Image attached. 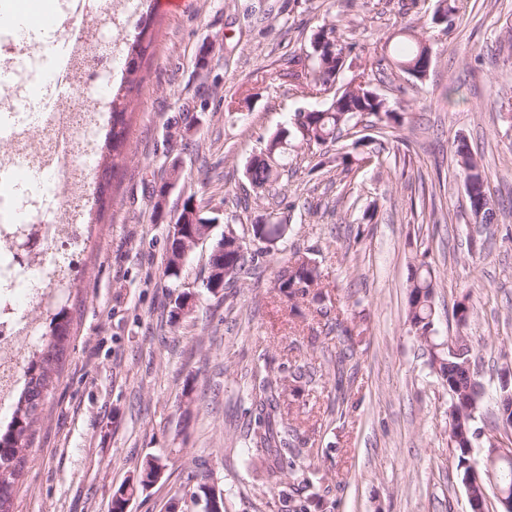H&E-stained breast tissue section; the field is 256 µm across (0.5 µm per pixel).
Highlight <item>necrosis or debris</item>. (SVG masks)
I'll use <instances>...</instances> for the list:
<instances>
[{"instance_id": "necrosis-or-debris-1", "label": "necrosis or debris", "mask_w": 512, "mask_h": 512, "mask_svg": "<svg viewBox=\"0 0 512 512\" xmlns=\"http://www.w3.org/2000/svg\"><path fill=\"white\" fill-rule=\"evenodd\" d=\"M139 0H0V19L48 14L46 44L0 31V413L24 379L20 337H40L68 288L70 250L81 233L95 175V144L109 118L107 85L117 46L95 64L104 17L133 16ZM30 238L26 262L14 242Z\"/></svg>"}]
</instances>
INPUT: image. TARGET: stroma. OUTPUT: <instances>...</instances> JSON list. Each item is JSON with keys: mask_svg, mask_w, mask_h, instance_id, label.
<instances>
[{"mask_svg": "<svg viewBox=\"0 0 512 512\" xmlns=\"http://www.w3.org/2000/svg\"><path fill=\"white\" fill-rule=\"evenodd\" d=\"M436 0H184L158 11L129 118L126 160L93 225L85 275L67 303L72 317L62 370L36 427L15 512H109L114 492L148 455H164L162 479L134 495L128 512H194L181 484L205 465L224 491L226 512H286L293 481L262 452L244 447V391L258 355L299 366L284 407L301 438L318 448L325 498L334 512H471L448 437L449 396L406 320L411 268L435 276L432 334L463 336L484 387L471 459L490 444L512 447L495 396L512 364V120L495 112L512 99V0H455L435 25ZM332 24L351 65L386 52L394 30L411 28L431 48L430 70L413 81L393 70L377 91L399 124L380 133L363 121L316 155L292 157L288 174L257 194L244 172L263 142L295 111L323 109L326 95L297 92L264 74L291 60L310 64L311 37ZM458 88L449 96V88ZM382 138L383 165L341 156L359 138ZM481 157L498 219L468 221L457 178V139ZM182 179L165 211L153 188L172 161ZM194 197L227 230L251 225L292 202L288 231L270 247L260 280L221 297L207 291L209 242L186 258L179 280L164 273L171 220ZM373 217H366L367 208ZM312 250L319 289L342 327L327 331L308 298L274 286L279 261ZM190 313L170 314L180 290ZM468 301L466 328L454 318ZM353 368L336 370V355Z\"/></svg>", "mask_w": 512, "mask_h": 512, "instance_id": "35a3bbf8", "label": "stroma"}]
</instances>
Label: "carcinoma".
Returning a JSON list of instances; mask_svg holds the SVG:
<instances>
[{
    "label": "carcinoma",
    "instance_id": "carcinoma-1",
    "mask_svg": "<svg viewBox=\"0 0 512 512\" xmlns=\"http://www.w3.org/2000/svg\"><path fill=\"white\" fill-rule=\"evenodd\" d=\"M146 29H141L132 42L125 43L126 77L121 82L120 92L109 97L111 119L104 140L98 142V163L95 176V193L87 215L92 211L102 212L112 188V177L123 159V148L128 135L127 117L134 107L133 91L140 87L138 71L144 49L142 42ZM316 40L325 46H335L336 58L323 50L313 52L312 74L292 73L290 78L298 81V86L308 94H318L330 83L331 73L342 68L340 56L344 47L337 43L334 26L324 25L314 33ZM393 40L390 55L374 62L381 66L387 62L391 68L419 79L422 61L429 48L422 45L414 34L404 30L390 36ZM372 115L386 124L400 123L399 115L389 100L378 93L371 85L367 68L352 73L346 87L336 92L325 110L308 112L301 128L288 132L279 130L264 141L260 156L254 158L248 169L249 182L260 192L270 187L280 176L277 161L284 159L292 148L313 152L336 140L342 128L350 125L363 115ZM468 144L458 143L456 156L457 175L467 182L484 181L483 166L474 161L467 165L462 162L464 149ZM212 243L209 263L224 268L223 289L232 288L246 278L258 279L265 271L267 247L256 244H243V249L222 252ZM321 273L314 258L308 254L295 252L291 257L280 261L275 273L274 287L288 295V299H304L312 296L317 303L316 311L325 319V325L341 326L333 320L332 307L324 304L321 293L314 291ZM409 301L406 319L411 330L419 335L426 345L429 366L437 377L449 384L454 392L450 398L451 415L465 426V439L453 445L458 456V465L469 462L465 444L473 440L475 430L471 417L478 409L481 386L475 374L464 366L465 358H453L443 343L431 336L433 325L432 299L435 279L429 266L422 262L412 272L409 280ZM44 339L35 345V351L29 356L25 367L24 382L15 396L16 406L10 421L0 424V512H14V498L17 483L29 462L30 439L38 420L39 410L47 399L58 374V366L65 351L69 336L71 318L65 304H58L48 317L41 319ZM285 386L271 376L268 361L258 364L252 371V384L247 392L250 400V414L254 416L255 428L246 432L245 439L252 448L265 453L272 463L288 471V475L297 482L298 490L306 493L303 500L294 506L292 512H310L311 507L322 504L321 478L314 465L312 449L303 450L294 445L297 429L284 419L280 402ZM163 461L160 456H151L143 460L138 469L137 481L118 488L121 496H112L109 512H124L125 504L134 493L146 488L144 474L155 470V463ZM214 481L213 472L208 468L197 467L189 471L184 488L190 496H207L208 484Z\"/></svg>",
    "mask_w": 512,
    "mask_h": 512
}]
</instances>
